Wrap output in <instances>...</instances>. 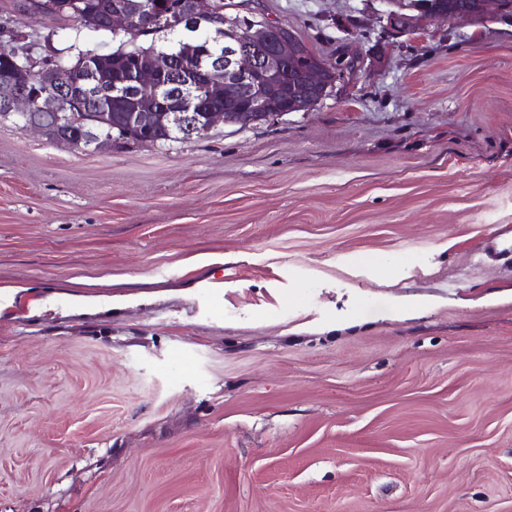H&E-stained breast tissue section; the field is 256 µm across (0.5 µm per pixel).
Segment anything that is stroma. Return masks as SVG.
<instances>
[{
    "mask_svg": "<svg viewBox=\"0 0 512 512\" xmlns=\"http://www.w3.org/2000/svg\"><path fill=\"white\" fill-rule=\"evenodd\" d=\"M244 2L355 67L168 150L0 121V512H512V22Z\"/></svg>",
    "mask_w": 512,
    "mask_h": 512,
    "instance_id": "1",
    "label": "stroma"
}]
</instances>
